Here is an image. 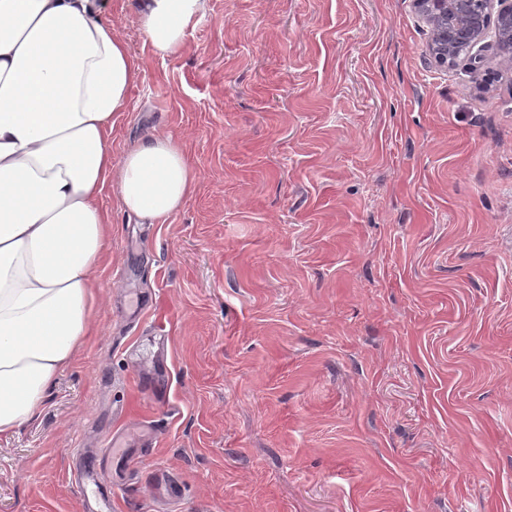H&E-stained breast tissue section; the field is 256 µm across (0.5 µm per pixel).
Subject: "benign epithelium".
Here are the masks:
<instances>
[{"label": "benign epithelium", "instance_id": "7a95c632", "mask_svg": "<svg viewBox=\"0 0 512 512\" xmlns=\"http://www.w3.org/2000/svg\"><path fill=\"white\" fill-rule=\"evenodd\" d=\"M412 8L429 27L439 15L455 18V33L469 41L466 61L474 81L482 85L485 74L482 67L487 57H492L512 71V0H411ZM495 26L494 40H488L487 21ZM429 52L436 63L443 67H453L459 63L454 54L453 43H445V48L429 46Z\"/></svg>", "mask_w": 512, "mask_h": 512}]
</instances>
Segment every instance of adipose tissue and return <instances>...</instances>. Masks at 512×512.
I'll use <instances>...</instances> for the list:
<instances>
[{"instance_id": "1", "label": "adipose tissue", "mask_w": 512, "mask_h": 512, "mask_svg": "<svg viewBox=\"0 0 512 512\" xmlns=\"http://www.w3.org/2000/svg\"><path fill=\"white\" fill-rule=\"evenodd\" d=\"M205 0H138L154 54L180 53ZM107 0H0V435L36 418L91 334L114 181L142 224L175 214L196 174L173 138L113 162L110 133L140 65Z\"/></svg>"}]
</instances>
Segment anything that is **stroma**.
Listing matches in <instances>:
<instances>
[{
	"mask_svg": "<svg viewBox=\"0 0 512 512\" xmlns=\"http://www.w3.org/2000/svg\"><path fill=\"white\" fill-rule=\"evenodd\" d=\"M109 16L113 160L169 136L196 185L163 224L103 189L93 334L0 436V512H512V76L438 66L409 0H206L166 58Z\"/></svg>",
	"mask_w": 512,
	"mask_h": 512,
	"instance_id": "35a3bbf8",
	"label": "stroma"
}]
</instances>
